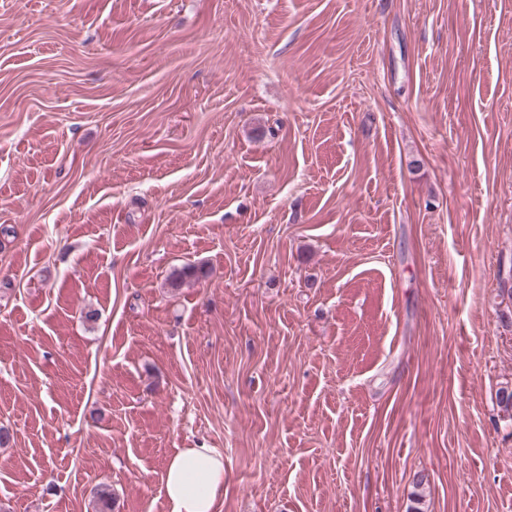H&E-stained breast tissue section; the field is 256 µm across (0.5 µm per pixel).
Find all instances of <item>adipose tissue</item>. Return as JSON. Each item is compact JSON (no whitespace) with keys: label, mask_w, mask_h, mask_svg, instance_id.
Wrapping results in <instances>:
<instances>
[{"label":"adipose tissue","mask_w":512,"mask_h":512,"mask_svg":"<svg viewBox=\"0 0 512 512\" xmlns=\"http://www.w3.org/2000/svg\"><path fill=\"white\" fill-rule=\"evenodd\" d=\"M224 455L214 448H185L168 461L164 491L171 512H219Z\"/></svg>","instance_id":"ef3b65f1"}]
</instances>
